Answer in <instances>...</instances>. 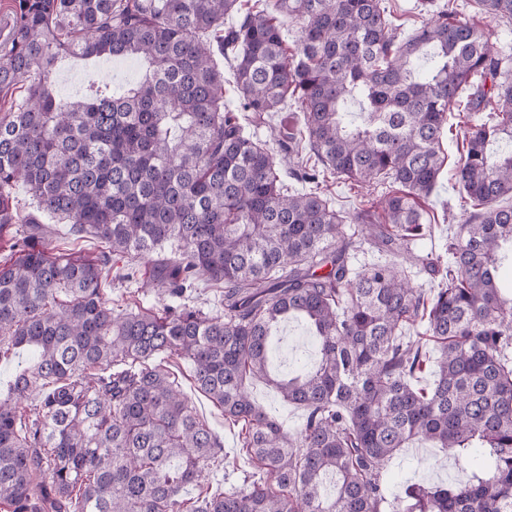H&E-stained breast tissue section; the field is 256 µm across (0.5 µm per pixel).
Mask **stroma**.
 I'll list each match as a JSON object with an SVG mask.
<instances>
[{
  "label": "stroma",
  "mask_w": 512,
  "mask_h": 512,
  "mask_svg": "<svg viewBox=\"0 0 512 512\" xmlns=\"http://www.w3.org/2000/svg\"><path fill=\"white\" fill-rule=\"evenodd\" d=\"M466 18L475 22L485 33L494 48L512 53V22H507L488 15L476 8L473 0H455ZM143 72L142 65L136 60L116 61L105 64L104 60L86 61L79 58H64L54 74L56 90L61 100L67 101L84 95L89 84L99 80L120 88L126 83L137 80ZM320 188L335 203L337 209L346 216H354L360 209L361 200L381 202L389 191L388 185L377 183L363 196H355L347 181L330 178L321 183ZM469 202L461 196L457 186L440 178L426 203V211L432 224V231L423 239L414 243L413 250L423 257L437 258L445 256L451 226L463 223L468 216ZM167 368L184 392L187 394L198 418L210 429L217 432L224 442V459L220 466L205 475L201 485L183 490L182 499L195 500L201 486H208L210 491L227 490L241 486L247 473L253 467L240 454L238 431L224 421L220 408L204 394L196 390L190 366L178 358L169 359ZM250 393L271 417L278 420L284 428H297L303 421L301 408L285 401L275 390L263 381H253ZM487 460L477 449L465 452L463 456L448 453L446 449L437 448L428 443H414L402 449L389 462L383 476L386 494H393L410 484L427 486H450L466 480L471 473L485 468Z\"/></svg>",
  "instance_id": "1"
}]
</instances>
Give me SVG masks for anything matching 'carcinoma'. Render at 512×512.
<instances>
[{
	"label": "carcinoma",
	"mask_w": 512,
	"mask_h": 512,
	"mask_svg": "<svg viewBox=\"0 0 512 512\" xmlns=\"http://www.w3.org/2000/svg\"><path fill=\"white\" fill-rule=\"evenodd\" d=\"M12 0L0 42V352L29 364L0 393V506L9 512H183L179 495L222 454L220 438L165 369L189 363L194 386L241 426L256 464L243 486L197 499L192 512H512V296L497 280L512 253V55L459 17L453 0L399 38L382 0ZM512 21V0H476ZM299 22L288 47L282 17ZM65 56L137 58L121 91L90 85L58 98ZM231 61L240 112L252 121L288 108L282 148L302 142L320 175L353 186H398L358 223L315 189L290 192L257 140L216 57ZM466 113L462 163L449 180L471 202L448 237V267L415 288L407 268L361 271L348 252L362 233L392 250L423 238V202L442 173L447 112ZM37 212L13 206L17 183ZM100 244L92 259L54 252L39 215ZM162 307L115 311L105 287L137 277ZM125 261L112 271V261ZM204 279L224 313L186 303ZM295 317L312 331L316 362L269 372L272 330ZM434 352L411 341L414 324ZM434 379L422 388L427 367ZM263 379L303 409L286 430L251 398ZM35 395L33 412L22 402ZM414 441L490 467L456 486L414 485L387 499L383 472Z\"/></svg>",
	"instance_id": "carcinoma-1"
}]
</instances>
